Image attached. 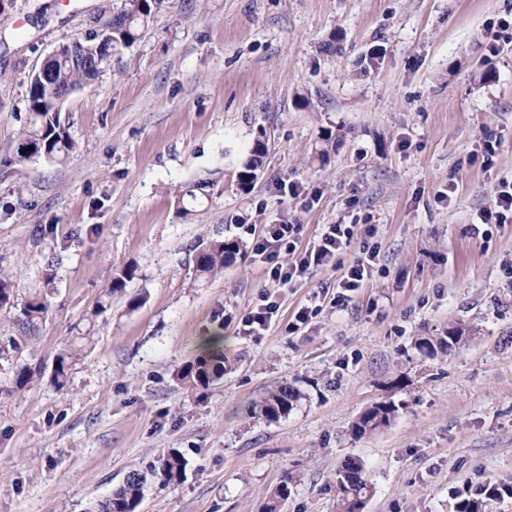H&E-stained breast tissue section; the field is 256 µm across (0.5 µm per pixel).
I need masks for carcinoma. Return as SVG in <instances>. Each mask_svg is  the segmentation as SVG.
I'll use <instances>...</instances> for the list:
<instances>
[{
	"mask_svg": "<svg viewBox=\"0 0 512 512\" xmlns=\"http://www.w3.org/2000/svg\"><path fill=\"white\" fill-rule=\"evenodd\" d=\"M163 0H117L112 4L111 37L104 40L100 37H77L59 45L54 56L43 71H35L29 77L27 92V116L21 132V142L26 144L42 141V146L35 153L16 152V160L28 161L33 156L47 158H68L78 151V143L72 138L69 130L56 121L60 109V92L67 88L74 90L98 78L110 65L112 52L126 48L137 42L143 31L149 26L155 13L160 9ZM265 154L253 148L238 170V178L242 185L249 186L256 181L253 173L264 165ZM240 250L237 241L211 240L199 251L196 259V271L202 275H216L224 270L225 262ZM135 269L124 267L116 271L107 289V296L123 291L127 283L133 280ZM14 284L7 275L0 274V308L12 306L14 300ZM47 303L40 296L28 298L22 307L27 321L44 317ZM465 328L456 326L448 330V336L436 341L419 340L418 347L435 349V346L448 347L462 338ZM78 354L65 350L56 356L52 382L62 389L65 387L73 363ZM226 359L219 340L214 339L192 361L184 365L178 378L187 388H206L224 376ZM298 397L294 387L281 383L267 392L264 399L257 405L261 416L269 421L276 420L288 413ZM395 408L386 403H376L365 410L353 425L356 436H362L386 424ZM184 458L170 452L163 456L156 470L164 480L170 482L180 478L185 471ZM343 469L349 473L348 479L338 477L340 496L337 502L338 512H350L351 502L364 501L369 492L367 480L362 474L361 466L355 461H348ZM146 486V477L138 472L130 473L124 484L112 495L98 504L97 512H136Z\"/></svg>",
	"mask_w": 512,
	"mask_h": 512,
	"instance_id": "carcinoma-1",
	"label": "carcinoma"
}]
</instances>
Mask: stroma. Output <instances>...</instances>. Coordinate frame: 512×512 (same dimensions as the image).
<instances>
[{"label": "stroma", "instance_id": "1", "mask_svg": "<svg viewBox=\"0 0 512 512\" xmlns=\"http://www.w3.org/2000/svg\"><path fill=\"white\" fill-rule=\"evenodd\" d=\"M111 3L15 0L0 26V271L18 300L49 301L30 324L0 308V512H92L133 471L149 476L137 512H260L283 484L280 512H336L350 459L372 486L363 512H512L485 493L512 486V223L477 221L512 180V44L493 54L485 39L512 0H164L62 102L78 154L17 162L33 69ZM261 130L264 167L243 190ZM289 182L308 197L282 194ZM285 220L302 248L328 224L370 229L379 257L339 296L352 239L242 334L269 285L253 242ZM213 239L240 251L204 277L196 254ZM127 266L135 278L108 294ZM455 324L468 331L451 349L418 348ZM215 336L223 378L185 388L178 370ZM75 344L56 388L53 361ZM284 381L299 393L288 414L252 415ZM380 402L390 422L354 436ZM172 451L181 479L151 476Z\"/></svg>", "mask_w": 512, "mask_h": 512}]
</instances>
